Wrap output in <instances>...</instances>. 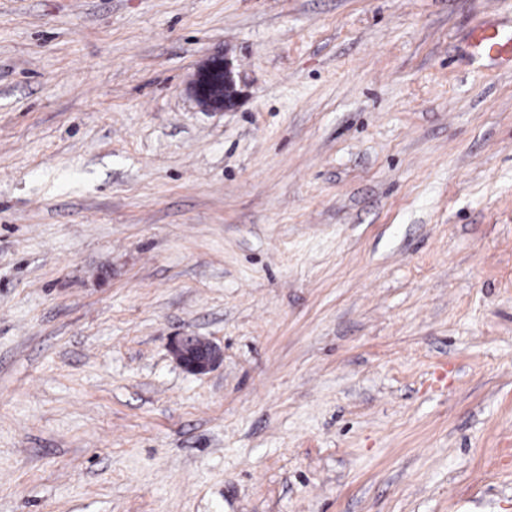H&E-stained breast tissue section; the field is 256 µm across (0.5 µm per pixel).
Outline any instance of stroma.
<instances>
[{"label": "stroma", "instance_id": "1", "mask_svg": "<svg viewBox=\"0 0 512 512\" xmlns=\"http://www.w3.org/2000/svg\"><path fill=\"white\" fill-rule=\"evenodd\" d=\"M482 27L512 0H0V512H512ZM197 102L208 111L222 112L237 101L233 72L222 58H211L192 85ZM170 351L183 369L194 375L205 374L223 361V351L200 336L175 339L171 343Z\"/></svg>", "mask_w": 512, "mask_h": 512}]
</instances>
